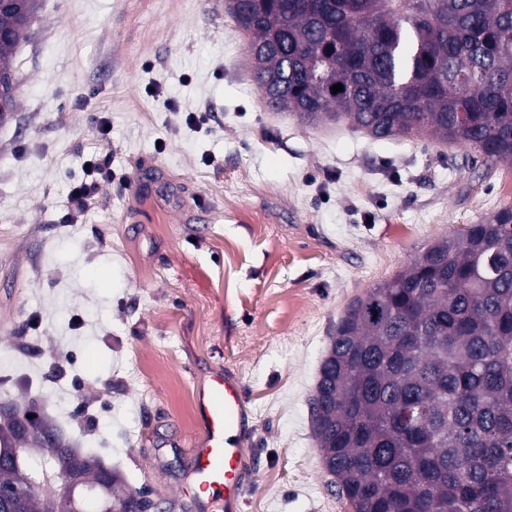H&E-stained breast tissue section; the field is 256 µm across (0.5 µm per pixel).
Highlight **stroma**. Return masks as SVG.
<instances>
[{
    "mask_svg": "<svg viewBox=\"0 0 512 512\" xmlns=\"http://www.w3.org/2000/svg\"><path fill=\"white\" fill-rule=\"evenodd\" d=\"M13 70L0 400L164 505L202 435L183 407L226 368L251 416L242 512H350L308 406L336 322L430 242L512 206V166L271 110L224 0H41ZM105 154L115 180L64 222Z\"/></svg>",
    "mask_w": 512,
    "mask_h": 512,
    "instance_id": "35a3bbf8",
    "label": "stroma"
}]
</instances>
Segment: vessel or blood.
Listing matches in <instances>:
<instances>
[{
    "label": "vessel or blood",
    "mask_w": 512,
    "mask_h": 512,
    "mask_svg": "<svg viewBox=\"0 0 512 512\" xmlns=\"http://www.w3.org/2000/svg\"><path fill=\"white\" fill-rule=\"evenodd\" d=\"M196 415L205 434L192 444L180 491L197 512H241L246 457L239 443L250 425L238 378L212 370L208 387L197 393Z\"/></svg>",
    "instance_id": "b4317fda"
}]
</instances>
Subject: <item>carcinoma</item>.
<instances>
[{
	"label": "carcinoma",
	"instance_id": "cac0c4a2",
	"mask_svg": "<svg viewBox=\"0 0 512 512\" xmlns=\"http://www.w3.org/2000/svg\"><path fill=\"white\" fill-rule=\"evenodd\" d=\"M39 8L0 9V74ZM255 81L301 120L452 141L512 164V0H225ZM343 86L334 94L331 87ZM15 111L14 82L0 85ZM330 486L355 512H512V208L429 244L352 301L309 399ZM0 417L8 512H136L138 491L36 412ZM82 470L71 498L14 465Z\"/></svg>",
	"mask_w": 512,
	"mask_h": 512
}]
</instances>
